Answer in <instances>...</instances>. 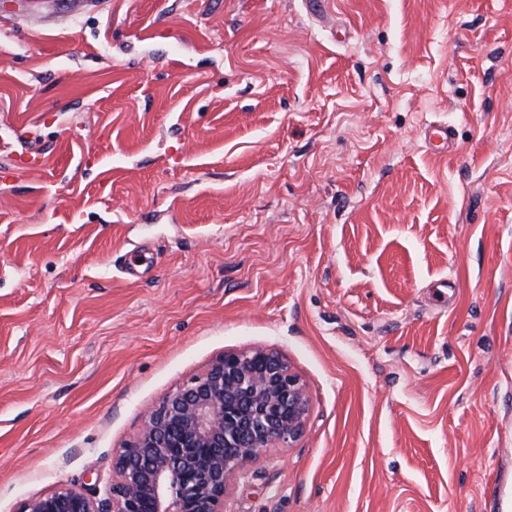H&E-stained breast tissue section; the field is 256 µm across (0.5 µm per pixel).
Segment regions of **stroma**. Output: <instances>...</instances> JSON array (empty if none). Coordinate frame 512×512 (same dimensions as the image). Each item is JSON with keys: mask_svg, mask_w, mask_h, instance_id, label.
<instances>
[{"mask_svg": "<svg viewBox=\"0 0 512 512\" xmlns=\"http://www.w3.org/2000/svg\"><path fill=\"white\" fill-rule=\"evenodd\" d=\"M5 7L0 512L255 348L311 408L227 512H512V0ZM424 141L434 154H446L452 149L453 132L447 125L429 124L424 130Z\"/></svg>", "mask_w": 512, "mask_h": 512, "instance_id": "35a3bbf8", "label": "stroma"}]
</instances>
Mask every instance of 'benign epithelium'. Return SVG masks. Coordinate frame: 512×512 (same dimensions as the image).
Returning <instances> with one entry per match:
<instances>
[{"instance_id": "7a95c632", "label": "benign epithelium", "mask_w": 512, "mask_h": 512, "mask_svg": "<svg viewBox=\"0 0 512 512\" xmlns=\"http://www.w3.org/2000/svg\"><path fill=\"white\" fill-rule=\"evenodd\" d=\"M309 407L306 385L277 353L227 351L145 415L115 454L107 498L59 488L17 512H224L261 455L301 438Z\"/></svg>"}]
</instances>
